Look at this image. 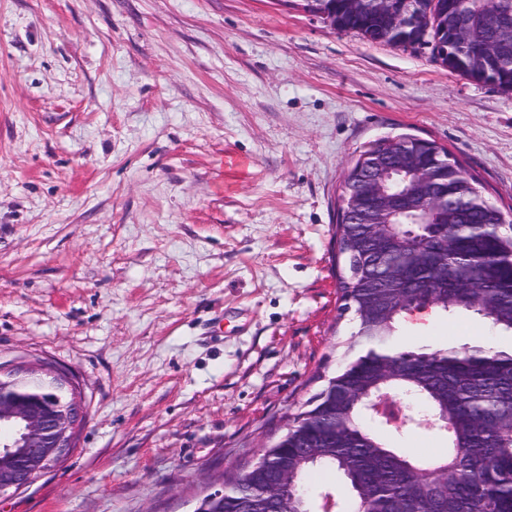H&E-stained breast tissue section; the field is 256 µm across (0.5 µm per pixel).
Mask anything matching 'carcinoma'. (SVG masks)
Here are the masks:
<instances>
[{"label":"carcinoma","mask_w":512,"mask_h":512,"mask_svg":"<svg viewBox=\"0 0 512 512\" xmlns=\"http://www.w3.org/2000/svg\"><path fill=\"white\" fill-rule=\"evenodd\" d=\"M424 0L422 25L438 34L444 18ZM476 19L470 44L493 45L504 73L499 89L512 92V0H462ZM373 12L344 17L337 24L363 38L399 47L408 30L371 23ZM383 160L400 153L376 140L361 155ZM426 163L438 162L444 206L420 202L417 221L432 225L426 237H409L403 228L372 229L349 210L368 176L361 160L344 177L336 224L342 267L338 288L344 310L353 314L355 337L366 351L329 377L310 408L291 420L270 459L245 478L228 477L224 512H269L263 486L278 466L288 467V496L311 509L310 487L329 471L340 473L348 498L335 499L344 512L351 498L368 497L378 512H512V350L482 346L400 349V319L419 308L442 314L472 312L497 336L512 339V233L498 223L501 210L488 200L475 178L445 148L426 141ZM20 395L35 393L40 403L60 410L70 394L51 385H20ZM401 395L417 406L415 425L423 423L446 436L442 458L418 457L396 448L390 436L399 429L366 408L370 397ZM16 446L0 453V473L12 470L25 451L22 422L0 418V432ZM432 477L440 493L418 489Z\"/></svg>","instance_id":"1"}]
</instances>
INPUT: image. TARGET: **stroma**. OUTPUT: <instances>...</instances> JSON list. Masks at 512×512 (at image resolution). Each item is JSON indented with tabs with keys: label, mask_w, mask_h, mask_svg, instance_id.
Here are the masks:
<instances>
[{
	"label": "stroma",
	"mask_w": 512,
	"mask_h": 512,
	"mask_svg": "<svg viewBox=\"0 0 512 512\" xmlns=\"http://www.w3.org/2000/svg\"><path fill=\"white\" fill-rule=\"evenodd\" d=\"M512 215V93L291 0H0V364L80 383L73 451L0 512H188L350 355L333 263L375 140ZM403 346L507 350L476 315Z\"/></svg>",
	"instance_id": "obj_1"
}]
</instances>
